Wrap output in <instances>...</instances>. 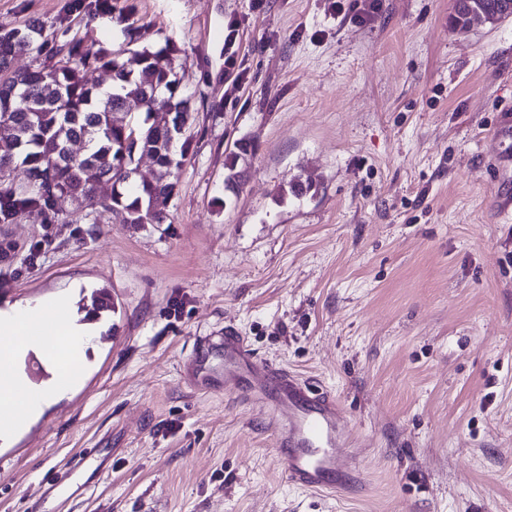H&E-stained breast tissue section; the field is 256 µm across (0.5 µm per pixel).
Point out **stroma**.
<instances>
[{
  "instance_id": "35a3bbf8",
  "label": "stroma",
  "mask_w": 512,
  "mask_h": 512,
  "mask_svg": "<svg viewBox=\"0 0 512 512\" xmlns=\"http://www.w3.org/2000/svg\"><path fill=\"white\" fill-rule=\"evenodd\" d=\"M69 3L0 0V32L61 30ZM118 3L127 21L98 17L86 45L126 59L149 24L192 147L163 223L0 224L1 310L112 298L82 382L0 446V512H512V222L495 205L512 18L462 29L455 0ZM228 324L341 400L353 493L288 484L263 410L192 393L183 364ZM93 448L109 476L67 474Z\"/></svg>"
}]
</instances>
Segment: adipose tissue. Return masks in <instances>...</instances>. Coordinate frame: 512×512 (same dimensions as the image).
Masks as SVG:
<instances>
[{
  "label": "adipose tissue",
  "instance_id": "1",
  "mask_svg": "<svg viewBox=\"0 0 512 512\" xmlns=\"http://www.w3.org/2000/svg\"><path fill=\"white\" fill-rule=\"evenodd\" d=\"M95 323L76 324L67 299L18 305L0 315V439L10 440L51 399L69 392L83 375V356ZM37 348L52 357L50 385L36 387L12 376L16 352Z\"/></svg>",
  "mask_w": 512,
  "mask_h": 512
}]
</instances>
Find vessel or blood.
I'll use <instances>...</instances> for the list:
<instances>
[{
	"label": "vessel or blood",
	"mask_w": 512,
	"mask_h": 512,
	"mask_svg": "<svg viewBox=\"0 0 512 512\" xmlns=\"http://www.w3.org/2000/svg\"><path fill=\"white\" fill-rule=\"evenodd\" d=\"M224 364L205 361L187 367L185 377L198 393L227 392L268 409V426L284 476L293 486L317 492H344L352 483L339 464L338 442L345 440L339 400L288 370L256 358L233 327L221 338Z\"/></svg>",
	"instance_id": "vessel-or-blood-1"
}]
</instances>
